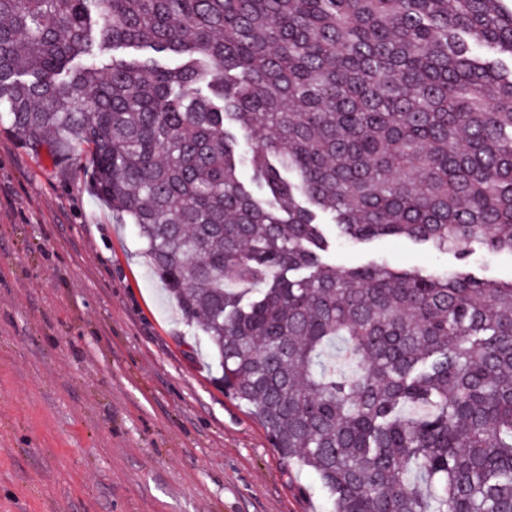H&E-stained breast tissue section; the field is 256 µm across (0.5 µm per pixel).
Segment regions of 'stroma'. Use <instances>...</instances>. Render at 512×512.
Returning <instances> with one entry per match:
<instances>
[{
    "label": "stroma",
    "mask_w": 512,
    "mask_h": 512,
    "mask_svg": "<svg viewBox=\"0 0 512 512\" xmlns=\"http://www.w3.org/2000/svg\"><path fill=\"white\" fill-rule=\"evenodd\" d=\"M68 164L0 125V512H328L150 272L146 244ZM447 270L404 238L337 245L353 266Z\"/></svg>",
    "instance_id": "35a3bbf8"
}]
</instances>
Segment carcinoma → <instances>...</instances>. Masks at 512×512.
I'll use <instances>...</instances> for the list:
<instances>
[{
  "label": "carcinoma",
  "instance_id": "obj_1",
  "mask_svg": "<svg viewBox=\"0 0 512 512\" xmlns=\"http://www.w3.org/2000/svg\"><path fill=\"white\" fill-rule=\"evenodd\" d=\"M3 119L62 163L91 146L224 391L331 512H512V282L468 270L512 255L502 0H0ZM388 236L460 265L322 260ZM470 263L472 270L480 277L504 282L512 280V257L506 253H491L476 245Z\"/></svg>",
  "mask_w": 512,
  "mask_h": 512
}]
</instances>
